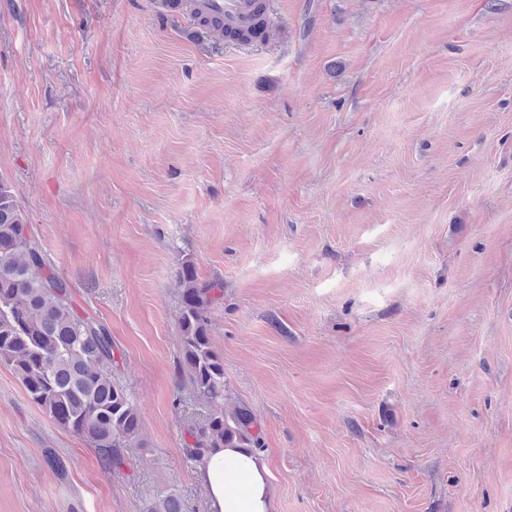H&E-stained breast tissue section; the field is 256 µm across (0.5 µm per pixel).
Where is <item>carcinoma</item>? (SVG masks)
Masks as SVG:
<instances>
[{
	"mask_svg": "<svg viewBox=\"0 0 512 512\" xmlns=\"http://www.w3.org/2000/svg\"><path fill=\"white\" fill-rule=\"evenodd\" d=\"M178 325L182 375L195 399L210 408L207 423L191 434L187 458L207 448H254L261 428L244 406L224 408V358L209 334V309L224 283L201 282L194 263L178 271ZM0 362L9 365L32 403L65 430L85 438L109 469L125 463L123 449L139 444L141 416L127 388L112 379L115 345L108 328L79 314L71 293L31 237L10 184L0 179ZM148 512H188L171 491Z\"/></svg>",
	"mask_w": 512,
	"mask_h": 512,
	"instance_id": "cac0c4a2",
	"label": "carcinoma"
}]
</instances>
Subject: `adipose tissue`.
Instances as JSON below:
<instances>
[{
	"instance_id": "1",
	"label": "adipose tissue",
	"mask_w": 512,
	"mask_h": 512,
	"mask_svg": "<svg viewBox=\"0 0 512 512\" xmlns=\"http://www.w3.org/2000/svg\"><path fill=\"white\" fill-rule=\"evenodd\" d=\"M234 468L239 484L228 483ZM194 478L206 494V512H278L275 486L267 459L251 448H213L195 465Z\"/></svg>"
}]
</instances>
